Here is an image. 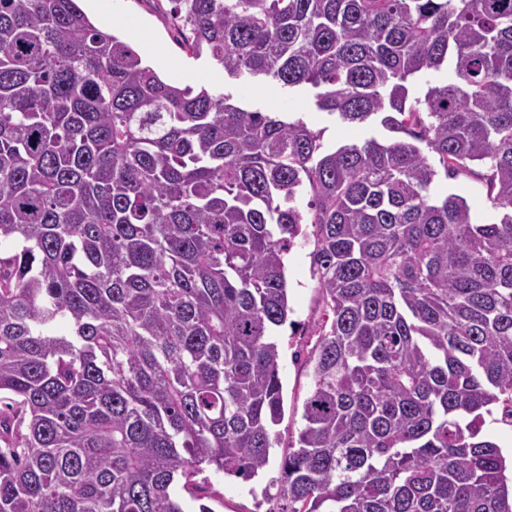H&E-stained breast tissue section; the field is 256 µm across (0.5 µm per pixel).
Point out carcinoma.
Segmentation results:
<instances>
[{"label":"carcinoma","instance_id":"cac0c4a2","mask_svg":"<svg viewBox=\"0 0 512 512\" xmlns=\"http://www.w3.org/2000/svg\"><path fill=\"white\" fill-rule=\"evenodd\" d=\"M171 3L225 76L393 136L327 151L78 0H0V512H185L179 477L262 474L304 224L325 317L293 512H512L482 435L512 418V0ZM441 172L494 213L433 196ZM453 192L464 196L478 218H486L493 212L492 202L483 184L475 179L460 176L456 180L444 179L442 175L436 184L437 193Z\"/></svg>","mask_w":512,"mask_h":512}]
</instances>
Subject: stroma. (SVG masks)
Listing matches in <instances>:
<instances>
[{
  "label": "stroma",
  "instance_id": "stroma-1",
  "mask_svg": "<svg viewBox=\"0 0 512 512\" xmlns=\"http://www.w3.org/2000/svg\"><path fill=\"white\" fill-rule=\"evenodd\" d=\"M81 8L103 31L131 44L161 77L179 85L205 86L216 94L232 95L261 111L285 110L301 117L322 136L325 148L384 137L382 127L348 125L318 110L311 91L285 89L249 77L225 78L204 57H193L183 44L185 26L172 11L170 0H80ZM313 239H298L287 256L286 279L293 309L288 324L278 331L280 377L284 414L274 434L277 443L267 469L250 481L226 477L210 470L194 477L191 485L177 488L185 512L207 505L212 512H292L282 479V453L304 425L303 403L311 387L308 358L318 341L317 328L324 317L322 294L314 279L310 254Z\"/></svg>",
  "mask_w": 512,
  "mask_h": 512
}]
</instances>
